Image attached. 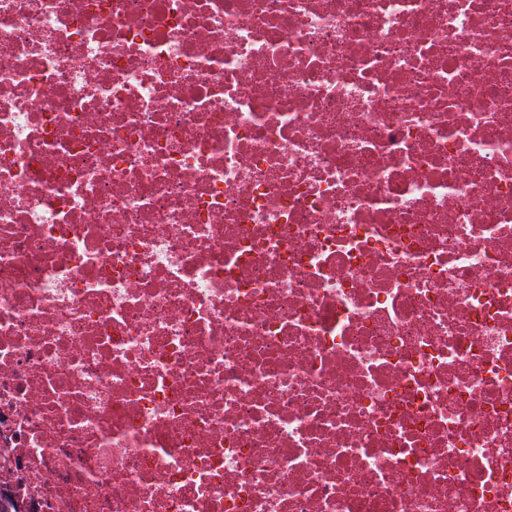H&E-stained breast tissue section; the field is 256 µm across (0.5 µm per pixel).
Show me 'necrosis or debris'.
<instances>
[{
	"label": "necrosis or debris",
	"instance_id": "obj_1",
	"mask_svg": "<svg viewBox=\"0 0 512 512\" xmlns=\"http://www.w3.org/2000/svg\"><path fill=\"white\" fill-rule=\"evenodd\" d=\"M0 499L512 512V0H0Z\"/></svg>",
	"mask_w": 512,
	"mask_h": 512
}]
</instances>
